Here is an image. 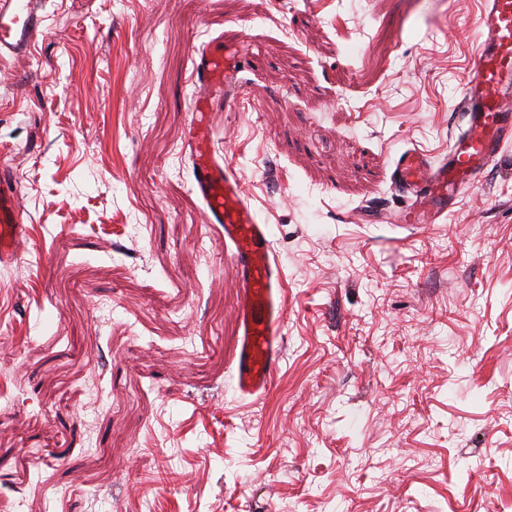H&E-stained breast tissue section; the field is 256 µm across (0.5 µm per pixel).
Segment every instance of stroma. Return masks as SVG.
<instances>
[{"mask_svg":"<svg viewBox=\"0 0 512 512\" xmlns=\"http://www.w3.org/2000/svg\"><path fill=\"white\" fill-rule=\"evenodd\" d=\"M480 0H47L0 61L26 235L0 263V491L24 512L512 505V142L439 224H366L448 150ZM240 50L213 147L286 278L271 390L235 381L240 286L192 191V50ZM111 304L93 316L89 299ZM109 413L81 414L96 394Z\"/></svg>","mask_w":512,"mask_h":512,"instance_id":"obj_1","label":"stroma"}]
</instances>
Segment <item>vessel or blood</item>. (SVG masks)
I'll use <instances>...</instances> for the list:
<instances>
[{"instance_id":"1","label":"vessel or blood","mask_w":512,"mask_h":512,"mask_svg":"<svg viewBox=\"0 0 512 512\" xmlns=\"http://www.w3.org/2000/svg\"><path fill=\"white\" fill-rule=\"evenodd\" d=\"M43 0H0V60L25 53L42 31ZM479 51L456 105V129L447 154L432 158L409 148L394 160L390 181L400 205L398 224H436L446 218L459 193L481 181L512 141V0H482L477 20ZM190 82L189 147L194 189L211 223L232 247L241 297L237 314L240 347L237 389L259 397L272 385L285 341L282 272L246 191V178L216 155L207 113L215 99L227 109L240 101V57L220 40L196 49ZM0 168V261L20 250L23 210Z\"/></svg>"}]
</instances>
